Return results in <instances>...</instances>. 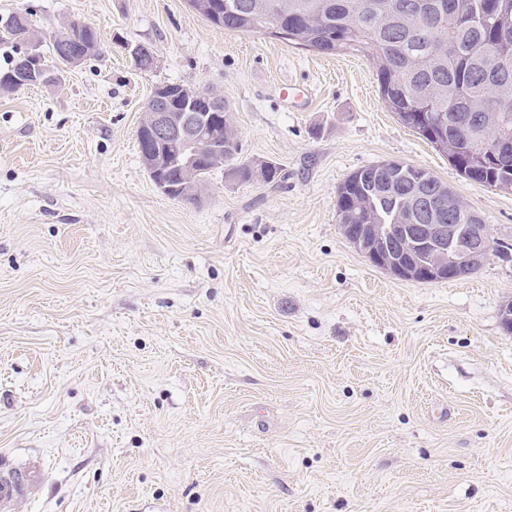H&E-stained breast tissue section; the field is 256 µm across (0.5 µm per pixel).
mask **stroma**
<instances>
[{
  "instance_id": "35a3bbf8",
  "label": "stroma",
  "mask_w": 512,
  "mask_h": 512,
  "mask_svg": "<svg viewBox=\"0 0 512 512\" xmlns=\"http://www.w3.org/2000/svg\"><path fill=\"white\" fill-rule=\"evenodd\" d=\"M19 11L103 52L0 92V464L44 472L10 512H512V257L403 280L336 215L352 172L398 160L510 244L512 191L404 127L359 54L186 0H0ZM170 83L223 95L242 158L287 180L162 193L137 129ZM74 21L65 24L64 30H68ZM67 40L78 47V52L85 54V61L99 54L98 37L95 28L89 25H73L64 33Z\"/></svg>"
}]
</instances>
